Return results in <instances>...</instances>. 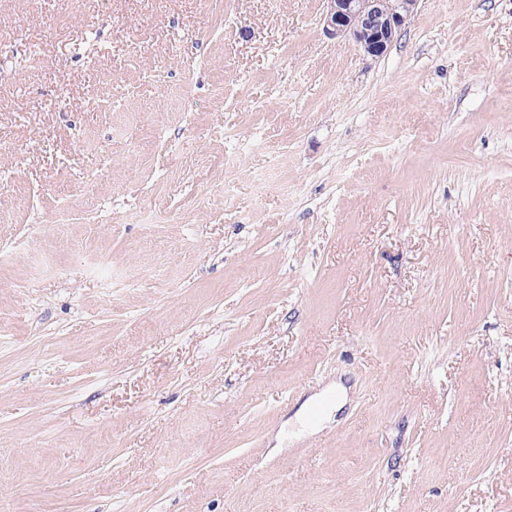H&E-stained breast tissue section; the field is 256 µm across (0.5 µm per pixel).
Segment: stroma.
Listing matches in <instances>:
<instances>
[{
	"instance_id": "1",
	"label": "stroma",
	"mask_w": 512,
	"mask_h": 512,
	"mask_svg": "<svg viewBox=\"0 0 512 512\" xmlns=\"http://www.w3.org/2000/svg\"><path fill=\"white\" fill-rule=\"evenodd\" d=\"M324 7L0 0V512H512V0ZM328 35L348 37L371 56L382 55L414 14L419 0H325Z\"/></svg>"
}]
</instances>
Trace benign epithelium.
<instances>
[{
    "instance_id": "7a95c632",
    "label": "benign epithelium",
    "mask_w": 512,
    "mask_h": 512,
    "mask_svg": "<svg viewBox=\"0 0 512 512\" xmlns=\"http://www.w3.org/2000/svg\"><path fill=\"white\" fill-rule=\"evenodd\" d=\"M328 35L348 37L371 56L382 55L414 14L418 0H326Z\"/></svg>"
}]
</instances>
